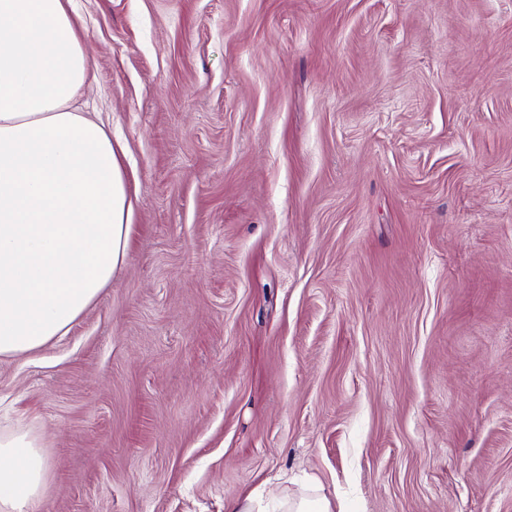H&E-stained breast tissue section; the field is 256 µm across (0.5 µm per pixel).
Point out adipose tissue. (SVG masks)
Wrapping results in <instances>:
<instances>
[{
  "label": "adipose tissue",
  "mask_w": 512,
  "mask_h": 512,
  "mask_svg": "<svg viewBox=\"0 0 512 512\" xmlns=\"http://www.w3.org/2000/svg\"><path fill=\"white\" fill-rule=\"evenodd\" d=\"M72 0H0V356L64 335L112 280L131 233L126 176L102 125L73 108L90 84ZM46 462L0 435V512H35ZM224 512H336L313 485L254 490Z\"/></svg>",
  "instance_id": "ef3b65f1"
}]
</instances>
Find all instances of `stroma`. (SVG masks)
Listing matches in <instances>:
<instances>
[{
	"label": "stroma",
	"instance_id": "stroma-1",
	"mask_svg": "<svg viewBox=\"0 0 512 512\" xmlns=\"http://www.w3.org/2000/svg\"><path fill=\"white\" fill-rule=\"evenodd\" d=\"M125 264L0 356L40 512H512V0H73ZM225 512H335L336 502L322 488L308 486L297 492H286L270 498L264 490H253L243 497L224 503Z\"/></svg>",
	"mask_w": 512,
	"mask_h": 512
}]
</instances>
